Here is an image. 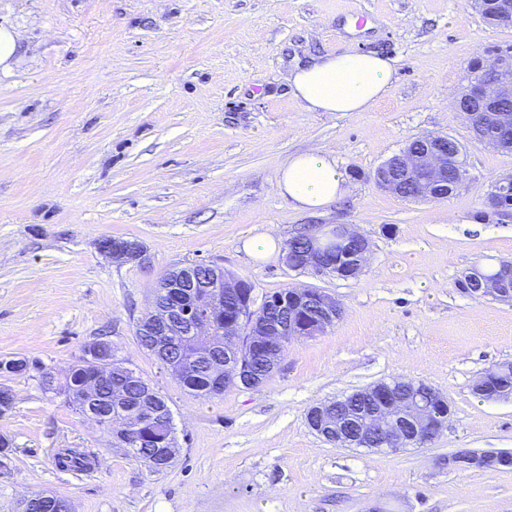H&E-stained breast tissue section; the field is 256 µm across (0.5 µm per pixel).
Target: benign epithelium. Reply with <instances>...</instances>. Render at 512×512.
I'll return each mask as SVG.
<instances>
[{
  "instance_id": "1",
  "label": "benign epithelium",
  "mask_w": 512,
  "mask_h": 512,
  "mask_svg": "<svg viewBox=\"0 0 512 512\" xmlns=\"http://www.w3.org/2000/svg\"><path fill=\"white\" fill-rule=\"evenodd\" d=\"M474 9L492 24L512 22V5L504 2L500 10L492 9L490 0H472ZM477 67L484 77L469 80L459 97L453 99L454 109L464 114L466 121L477 124L478 113L489 116L493 124L491 132L485 134L483 143L494 148L500 145L497 133L512 129V113L500 108L501 100L512 99V51L481 55ZM443 137L432 136L425 140L421 152L401 151L395 159L388 160L376 172L375 181L384 191L401 195L399 179L394 177L393 169L400 167L415 187L412 197L417 200L439 198L438 187L448 179V169L453 167L459 175V181L467 176V167L462 162V152L450 153L441 148ZM304 231L311 240L308 252L297 257L296 263H288V254H283L281 263L291 269H311L319 274L336 275L341 279L358 277L371 252L368 239L355 230L352 224H309ZM101 252L111 258L132 263L144 262L143 254L132 251L122 243L104 238L99 241ZM196 267L183 266L163 276L157 287L164 289L169 297L171 308L158 318L155 332L158 336L168 335L166 328L169 314L186 319L190 332L207 333L217 321L224 322V336L232 343L231 349L237 350L238 337L254 336L256 344L266 353L278 352L285 342L292 339L312 338L325 333L341 318V303L322 291L304 290L292 299L275 297L271 303L281 309L288 308V324L277 321H261L251 316V284L224 278V271L214 267L210 279L202 284L195 280ZM197 289L196 304L188 306L182 301L183 290L187 287ZM485 297L498 301L512 302V286L507 278L500 277L488 282L479 289ZM235 295L239 303L234 308L224 310V296ZM505 368L500 364L485 372L475 383L474 388L486 400L501 398L488 390L491 381ZM365 397L376 402L377 408L371 415L362 418V432L371 433L383 423L385 436L381 441V453H398L408 448L423 447L441 432L438 421V408H448L447 399L433 390L427 395H401L392 381L375 385L365 391ZM325 404L312 406L307 414L308 424L320 437L331 432Z\"/></svg>"
}]
</instances>
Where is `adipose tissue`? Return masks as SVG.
<instances>
[{"instance_id": "obj_1", "label": "adipose tissue", "mask_w": 512, "mask_h": 512, "mask_svg": "<svg viewBox=\"0 0 512 512\" xmlns=\"http://www.w3.org/2000/svg\"><path fill=\"white\" fill-rule=\"evenodd\" d=\"M393 74L392 61L374 53L327 54L291 73L297 97L311 112H363L382 99ZM282 195L308 213L324 211L346 190L335 157L316 151L291 155L278 181Z\"/></svg>"}]
</instances>
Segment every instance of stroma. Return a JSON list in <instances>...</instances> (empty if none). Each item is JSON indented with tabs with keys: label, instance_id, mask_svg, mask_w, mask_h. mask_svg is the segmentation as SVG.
I'll use <instances>...</instances> for the list:
<instances>
[{
	"label": "stroma",
	"instance_id": "stroma-1",
	"mask_svg": "<svg viewBox=\"0 0 512 512\" xmlns=\"http://www.w3.org/2000/svg\"><path fill=\"white\" fill-rule=\"evenodd\" d=\"M0 25L20 35L0 72V358L41 364L8 381L0 512L45 491L73 512H512V469L444 463L512 451V399L472 392L512 361V304L455 286L472 267L512 261V219L481 216L512 154L474 141L450 104L473 57L512 48V25H487L470 0H0ZM346 51L395 59L387 93L364 112L307 111L292 70ZM426 134L463 146L456 193L430 202L381 190L377 168ZM311 150L333 153L350 185L319 214L278 190L288 156ZM309 224H352L369 240L358 278L248 249ZM105 237L142 242L145 262L105 257ZM196 262L260 296L325 291L343 315L290 341L262 386L191 395L134 326L159 279ZM102 337L173 412L178 451L166 468L129 457L42 383L45 371L64 381ZM393 377L448 400L427 446L373 453L309 428L310 407ZM61 448L93 451L94 470L60 469Z\"/></svg>",
	"mask_w": 512,
	"mask_h": 512
}]
</instances>
